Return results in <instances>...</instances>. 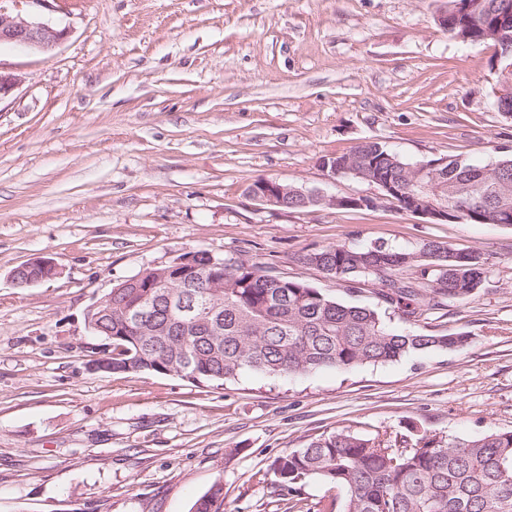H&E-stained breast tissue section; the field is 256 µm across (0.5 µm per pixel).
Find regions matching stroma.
<instances>
[{
  "label": "stroma",
  "mask_w": 512,
  "mask_h": 512,
  "mask_svg": "<svg viewBox=\"0 0 512 512\" xmlns=\"http://www.w3.org/2000/svg\"><path fill=\"white\" fill-rule=\"evenodd\" d=\"M446 0H0L67 29L49 54L1 46L18 77L0 98V512H190L221 483L225 512H342L345 489L290 492L273 462L335 431L395 444L512 431V226L429 220L381 203L283 211L246 195L275 179L372 197L322 157L377 141L408 162L512 156L494 105L493 43L442 29ZM480 251L472 296L424 315L461 351L213 387L96 372L106 348L85 312L113 286L200 250L260 263L338 301L377 309L304 263L334 244ZM53 259L27 288L11 272ZM58 269L54 260L39 258L22 263L12 271L11 277L16 285L19 278L24 277V284L32 286L55 277L59 274Z\"/></svg>",
  "instance_id": "35a3bbf8"
}]
</instances>
